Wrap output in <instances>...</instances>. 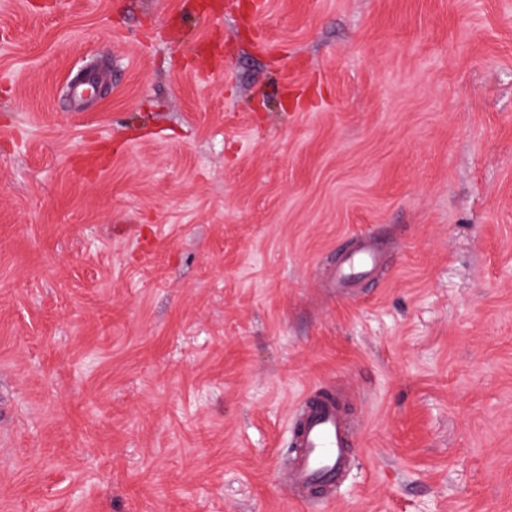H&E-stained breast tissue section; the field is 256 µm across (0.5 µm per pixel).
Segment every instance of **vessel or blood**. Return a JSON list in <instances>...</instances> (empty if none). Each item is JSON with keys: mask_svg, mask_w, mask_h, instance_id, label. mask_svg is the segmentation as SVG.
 Masks as SVG:
<instances>
[{"mask_svg": "<svg viewBox=\"0 0 512 512\" xmlns=\"http://www.w3.org/2000/svg\"><path fill=\"white\" fill-rule=\"evenodd\" d=\"M355 252L341 258L329 279L340 295L352 292L354 281L380 266L382 255L373 241L359 235ZM289 437L290 453L279 473L300 498L315 490L331 494L348 470L354 431L341 396L328 385L307 390L299 399Z\"/></svg>", "mask_w": 512, "mask_h": 512, "instance_id": "1", "label": "vessel or blood"}]
</instances>
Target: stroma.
<instances>
[{"label":"stroma","mask_w":512,"mask_h":512,"mask_svg":"<svg viewBox=\"0 0 512 512\" xmlns=\"http://www.w3.org/2000/svg\"><path fill=\"white\" fill-rule=\"evenodd\" d=\"M0 512H512V0H0ZM357 239V250L343 256L330 275V287L342 296H350L353 282L382 262V254L370 238L361 234ZM294 416L291 450L279 469L280 478L299 494L298 500L322 489L327 496L320 501L330 502L335 499L331 492L346 475L355 442L342 397L327 384L308 389Z\"/></svg>","instance_id":"1"}]
</instances>
